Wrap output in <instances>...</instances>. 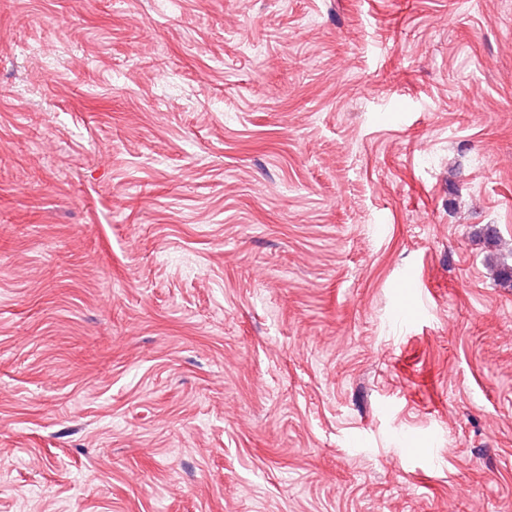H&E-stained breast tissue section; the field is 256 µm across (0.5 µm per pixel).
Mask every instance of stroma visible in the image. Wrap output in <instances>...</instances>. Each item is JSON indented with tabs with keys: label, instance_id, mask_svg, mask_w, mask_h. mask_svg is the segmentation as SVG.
<instances>
[{
	"label": "stroma",
	"instance_id": "obj_1",
	"mask_svg": "<svg viewBox=\"0 0 512 512\" xmlns=\"http://www.w3.org/2000/svg\"><path fill=\"white\" fill-rule=\"evenodd\" d=\"M505 264L512 0H0V512H512Z\"/></svg>",
	"mask_w": 512,
	"mask_h": 512
}]
</instances>
